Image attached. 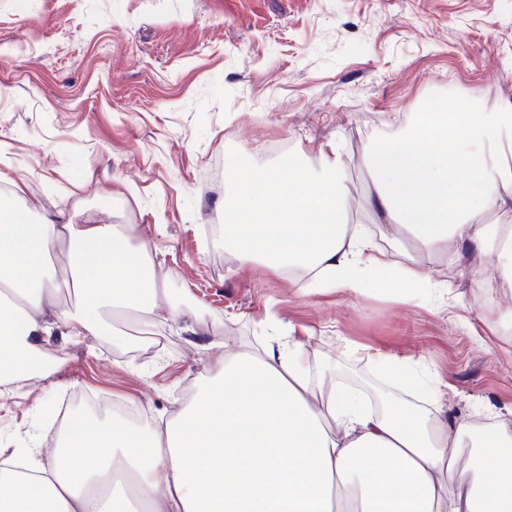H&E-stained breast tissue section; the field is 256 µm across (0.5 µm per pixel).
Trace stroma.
I'll return each instance as SVG.
<instances>
[{
    "mask_svg": "<svg viewBox=\"0 0 512 512\" xmlns=\"http://www.w3.org/2000/svg\"><path fill=\"white\" fill-rule=\"evenodd\" d=\"M463 101L512 106V0H0V172L75 223L137 225L180 311L159 308L154 332L115 317L122 347L43 342L54 371L0 396V446L29 447L36 429L54 444L52 411L78 393L169 418L220 372L211 343L291 337L364 392L383 379L367 358L379 351L437 384L443 416L512 425V295H475L447 250L383 236L368 199L367 155L433 103ZM329 142L347 223L392 260L416 257L437 293H308L211 233L229 191L217 158L315 167Z\"/></svg>",
    "mask_w": 512,
    "mask_h": 512,
    "instance_id": "obj_1",
    "label": "stroma"
}]
</instances>
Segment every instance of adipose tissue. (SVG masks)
<instances>
[{
    "instance_id": "adipose-tissue-1",
    "label": "adipose tissue",
    "mask_w": 512,
    "mask_h": 512,
    "mask_svg": "<svg viewBox=\"0 0 512 512\" xmlns=\"http://www.w3.org/2000/svg\"><path fill=\"white\" fill-rule=\"evenodd\" d=\"M511 112L467 103L419 113L368 159L370 200L385 231H408L422 251L454 243L476 291L512 288ZM225 246L309 274L310 291L379 287L411 297L431 288L419 262H393L345 220L349 189L336 145L319 167L232 164ZM0 197V390L43 376L44 337L103 336L111 317L154 327L168 305L155 253L117 225H82L23 204L20 182ZM494 223H486L487 213ZM66 259L77 308L61 304ZM220 373L196 386L173 418L133 424L74 417L53 451L40 439L0 448V512H512V429L480 440L470 421H444L437 388L426 405L377 414L359 390L312 370L303 340L225 347Z\"/></svg>"
}]
</instances>
